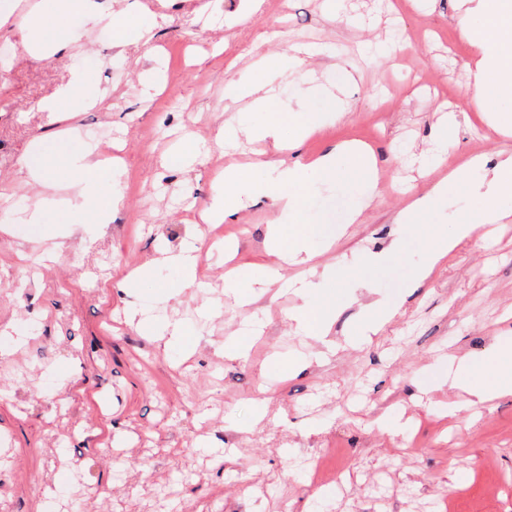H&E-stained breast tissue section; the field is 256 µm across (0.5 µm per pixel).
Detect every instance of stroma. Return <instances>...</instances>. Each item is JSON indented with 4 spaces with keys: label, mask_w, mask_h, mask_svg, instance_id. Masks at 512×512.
Masks as SVG:
<instances>
[{
    "label": "stroma",
    "mask_w": 512,
    "mask_h": 512,
    "mask_svg": "<svg viewBox=\"0 0 512 512\" xmlns=\"http://www.w3.org/2000/svg\"><path fill=\"white\" fill-rule=\"evenodd\" d=\"M127 2L130 24L157 19L150 46L115 47L108 21L75 14L66 24L80 42L45 59L28 55L18 27L33 0H0L13 11L0 28V330L11 331L0 337V505L40 512L55 483L53 512H71L79 497L94 512H512V396L452 414L454 393L416 388L447 373L449 354L481 352L512 332V220L459 246L418 288L426 228L450 227L475 202L452 182L445 207L396 221L449 168L475 153L494 160L500 148L472 112L443 168L424 177L409 164L431 151L441 114L468 85L457 0H342L333 15L323 0ZM306 45L346 60L333 69L315 58L312 80L344 88L353 117L283 160L355 139L373 149L379 184L357 224L348 217L363 189L350 172L303 196L299 220L316 230L310 252L347 261L303 294L292 282L304 265L258 286L268 227L280 220L254 188L269 143L245 139L227 152L216 133L232 119L265 118L225 98L228 79L248 81L254 59ZM76 73L105 92V106L68 119L41 110ZM102 137L122 165L125 204L96 230L64 224L77 203L69 174L46 190L18 177L20 161L79 153ZM178 143L197 152L192 167L169 166ZM228 164L249 182L240 210L224 221L223 241L201 248L194 287L163 301L181 271L156 264L158 251L211 235L205 216ZM395 239L398 252L366 264ZM49 249L55 262L34 264ZM143 267L149 278L117 288ZM327 295L336 298L328 339L299 332L293 313ZM400 298L402 315L350 345L366 304ZM134 308L182 322V343L129 323ZM232 335L246 360L224 357ZM298 360L307 369L289 373Z\"/></svg>",
    "instance_id": "obj_1"
}]
</instances>
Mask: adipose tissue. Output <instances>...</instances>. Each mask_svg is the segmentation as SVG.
I'll use <instances>...</instances> for the list:
<instances>
[{
	"label": "adipose tissue",
	"mask_w": 512,
	"mask_h": 512,
	"mask_svg": "<svg viewBox=\"0 0 512 512\" xmlns=\"http://www.w3.org/2000/svg\"><path fill=\"white\" fill-rule=\"evenodd\" d=\"M460 21L456 31L458 38L468 44L471 55L465 63L469 73L467 93L461 103L448 114V119L436 131L441 144H449L455 134L460 114L475 110L481 121L495 135L512 138V115L491 108V101L512 99V0H459ZM94 0H39L37 6L24 16L22 42L28 52L47 56L65 55L78 40L64 24L67 16L94 14ZM307 58L299 53L286 56H263L254 64L255 80L250 84L228 81L227 93L236 100L247 101L249 109L268 113V121L261 126L241 127L224 125L219 140L229 141L239 137L250 140L271 141L275 150H283L280 134L284 114L296 117L298 140L324 133L340 123L348 109L344 99L334 91L315 85L293 102L280 104L275 100V89L281 83L293 80L305 81ZM321 97V111L309 109L310 97ZM348 156L353 160V174L366 186L367 198H374L377 191L376 165L370 152L354 142L338 143L334 148L308 162L288 167L271 159L265 161L267 178L262 191L280 208L284 219H291L299 209V197L291 195V186L301 182L304 173H311L314 182L335 180L340 173V159ZM22 171L31 179L50 184L60 169L73 174L72 186L83 200V207L75 212L78 224L108 223L113 211L124 203L121 173L105 165L91 154L47 156L38 162L22 160ZM484 168L481 180L470 178L473 169ZM465 184L468 192L479 201L477 208L460 212L452 229L431 228L425 239L426 257L414 275L415 285H422L432 273L447 261L449 255L461 244L476 239L477 230L484 225L503 224L512 219V213L504 210L501 202L512 199V149L500 151L492 166H485L482 157H471L450 170L446 178L432 183L421 197L413 199L400 213V220H407L439 209L446 202L449 183ZM308 227H301L291 239H283L280 225H270V244L266 249L273 266L305 263L311 276L328 279L334 266L316 262L313 253L305 247L310 235ZM449 389L464 392L463 405L479 409L493 399L512 396V336H497L479 355H449Z\"/></svg>",
	"instance_id": "obj_1"
}]
</instances>
